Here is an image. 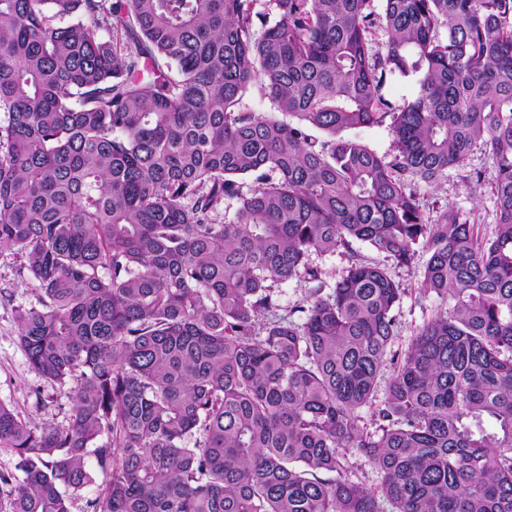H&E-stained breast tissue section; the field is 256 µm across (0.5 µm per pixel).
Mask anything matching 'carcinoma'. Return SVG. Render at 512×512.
Returning <instances> with one entry per match:
<instances>
[{
    "label": "carcinoma",
    "mask_w": 512,
    "mask_h": 512,
    "mask_svg": "<svg viewBox=\"0 0 512 512\" xmlns=\"http://www.w3.org/2000/svg\"><path fill=\"white\" fill-rule=\"evenodd\" d=\"M374 2L0 0V256L42 291L29 365L73 383L66 425L0 403V512H70L89 456L86 512H512V0ZM254 88L282 118L241 109ZM388 117L390 159L346 135ZM451 167L491 233L420 207ZM355 242L427 255L440 304L400 353L402 290ZM339 249L327 293L308 259ZM417 91V83L413 77H402L399 75L391 77L386 84V97L394 105H402L411 100ZM308 287L303 278L296 276L280 283L276 289L277 303L282 309L279 313L284 314L295 306L305 304ZM345 464L349 471L355 474L360 480L368 486H376L380 482V475L364 463L363 458L356 449L347 451Z\"/></svg>",
    "instance_id": "1"
}]
</instances>
